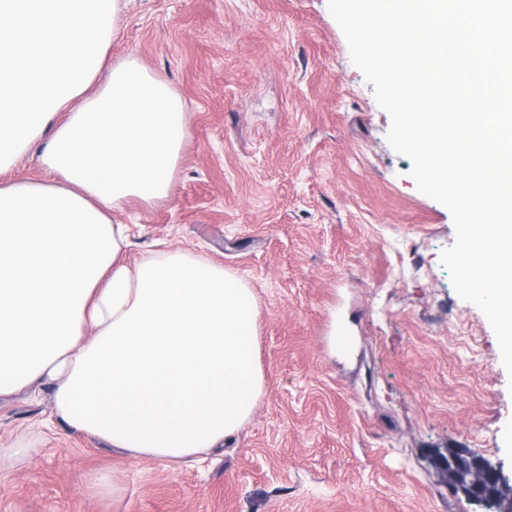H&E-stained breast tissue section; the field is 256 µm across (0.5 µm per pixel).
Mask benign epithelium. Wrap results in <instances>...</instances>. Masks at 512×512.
Returning <instances> with one entry per match:
<instances>
[{"instance_id": "obj_1", "label": "benign epithelium", "mask_w": 512, "mask_h": 512, "mask_svg": "<svg viewBox=\"0 0 512 512\" xmlns=\"http://www.w3.org/2000/svg\"><path fill=\"white\" fill-rule=\"evenodd\" d=\"M431 459L445 473L454 494L493 512H512V475L501 464L458 448L436 450Z\"/></svg>"}]
</instances>
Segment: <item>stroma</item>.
<instances>
[{
  "instance_id": "35a3bbf8",
  "label": "stroma",
  "mask_w": 512,
  "mask_h": 512,
  "mask_svg": "<svg viewBox=\"0 0 512 512\" xmlns=\"http://www.w3.org/2000/svg\"><path fill=\"white\" fill-rule=\"evenodd\" d=\"M113 58L170 82L188 139L169 197L116 212L126 258L202 253L258 303L263 394L206 461L124 457L0 399V512H474L429 454L512 468V375L440 261L450 210L387 141L391 117L328 0H119ZM347 327L352 346L329 344Z\"/></svg>"
}]
</instances>
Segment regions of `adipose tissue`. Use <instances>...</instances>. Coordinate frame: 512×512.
Instances as JSON below:
<instances>
[{
    "mask_svg": "<svg viewBox=\"0 0 512 512\" xmlns=\"http://www.w3.org/2000/svg\"><path fill=\"white\" fill-rule=\"evenodd\" d=\"M119 0H0V396L52 390L63 425L133 459L205 457L263 393L258 305L208 257L145 252L113 212L166 199L187 136L178 93L109 62ZM42 171L38 164L37 152H32L26 158L21 160L16 168L7 175L0 176L1 180H39L42 178Z\"/></svg>",
    "mask_w": 512,
    "mask_h": 512,
    "instance_id": "ef3b65f1",
    "label": "adipose tissue"
}]
</instances>
